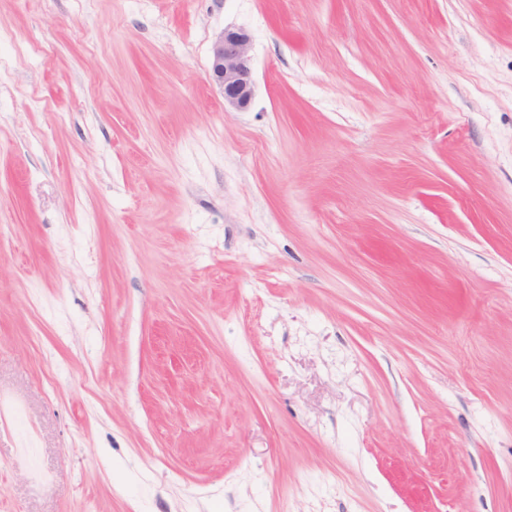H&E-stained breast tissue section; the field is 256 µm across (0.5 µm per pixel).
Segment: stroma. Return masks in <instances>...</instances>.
Here are the masks:
<instances>
[{
	"instance_id": "stroma-1",
	"label": "stroma",
	"mask_w": 512,
	"mask_h": 512,
	"mask_svg": "<svg viewBox=\"0 0 512 512\" xmlns=\"http://www.w3.org/2000/svg\"><path fill=\"white\" fill-rule=\"evenodd\" d=\"M0 31V512H512V0ZM250 49L251 37L241 28L224 29L212 45L209 77L222 89L225 107L244 111L253 101Z\"/></svg>"
}]
</instances>
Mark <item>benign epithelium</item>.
<instances>
[{
    "label": "benign epithelium",
    "instance_id": "1",
    "mask_svg": "<svg viewBox=\"0 0 512 512\" xmlns=\"http://www.w3.org/2000/svg\"><path fill=\"white\" fill-rule=\"evenodd\" d=\"M251 37L243 29L227 28L214 41L209 77L223 91L224 105L244 111L255 95L251 67Z\"/></svg>",
    "mask_w": 512,
    "mask_h": 512
}]
</instances>
